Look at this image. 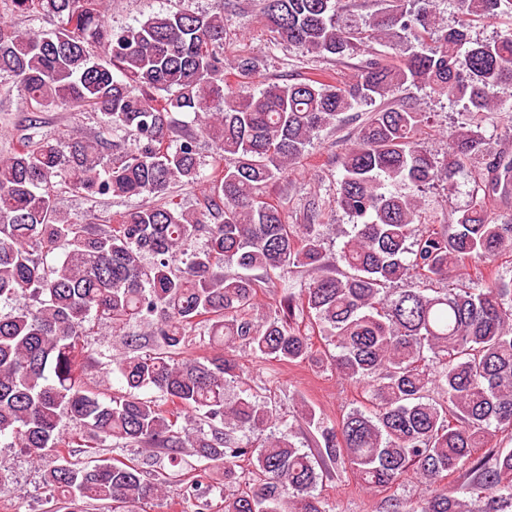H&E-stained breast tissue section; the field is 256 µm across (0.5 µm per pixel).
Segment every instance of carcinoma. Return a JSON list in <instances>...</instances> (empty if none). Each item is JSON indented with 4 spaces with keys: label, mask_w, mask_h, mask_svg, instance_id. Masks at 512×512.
Instances as JSON below:
<instances>
[{
    "label": "carcinoma",
    "mask_w": 512,
    "mask_h": 512,
    "mask_svg": "<svg viewBox=\"0 0 512 512\" xmlns=\"http://www.w3.org/2000/svg\"><path fill=\"white\" fill-rule=\"evenodd\" d=\"M384 2L360 20L349 0H263L266 27L289 46L364 58L348 83L310 77L240 95L224 82L227 0L208 13L187 2L120 32L104 0H0L11 15L57 21L47 31L0 24V95L25 100L28 131L0 156V303L33 301L0 315V442L53 457L49 512L92 501L131 512L171 487L196 512H331L316 488L332 471L378 493L425 481L422 499L391 494L384 512H512V450L476 455L512 438V279L498 273L512 257V152L462 122L440 159L425 146L426 113L399 96L424 87L465 113L512 111V28L493 41L468 36L512 0H455L458 28L441 25L436 0ZM260 66L240 56L232 69L249 79ZM59 105L101 114V131L38 137ZM364 106L338 159L335 203L352 233L329 254L318 203L290 224L285 202L264 190ZM175 113L192 116L180 131ZM200 135L222 162L211 177ZM468 173L483 197L435 223L426 187ZM201 182L199 209L173 200L175 186ZM60 186L147 202L115 224L78 223L57 210ZM197 236L203 247L188 250ZM292 268L305 278L255 319L260 284ZM91 317L115 332L140 328L122 336L112 359L121 390L110 396L85 377ZM196 328L212 352L188 358ZM316 334L329 347L313 349ZM241 344L259 361L327 368L368 407L331 420L297 402L315 444L303 450L251 392ZM80 440L140 457L92 465L72 458ZM460 470L468 483L439 486ZM218 471L233 490L217 500Z\"/></svg>",
    "instance_id": "carcinoma-1"
}]
</instances>
